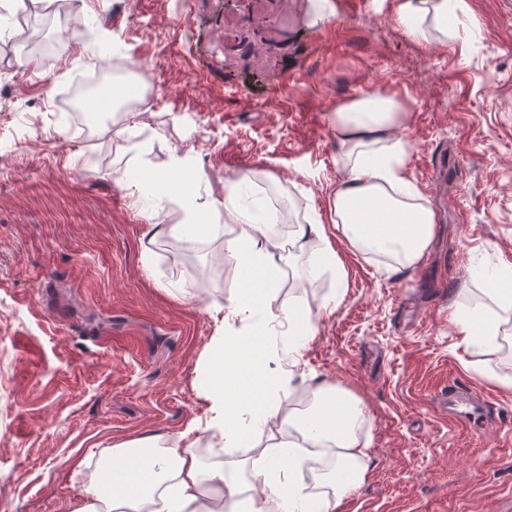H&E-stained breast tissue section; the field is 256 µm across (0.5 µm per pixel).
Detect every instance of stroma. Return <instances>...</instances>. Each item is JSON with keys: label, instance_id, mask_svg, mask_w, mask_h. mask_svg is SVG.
<instances>
[{"label": "stroma", "instance_id": "obj_1", "mask_svg": "<svg viewBox=\"0 0 512 512\" xmlns=\"http://www.w3.org/2000/svg\"><path fill=\"white\" fill-rule=\"evenodd\" d=\"M27 3L50 51L0 30V502L70 512L78 459L149 434L186 447L207 411L198 368L237 283L225 178L266 172L326 213L345 175L328 116L381 87L408 105L407 175L435 213L431 246L392 274L328 227L345 279L328 269L306 282L317 240L286 267L277 303L313 313L316 332L297 349L269 322L270 365L293 370L290 414L321 383L365 406L367 478L336 512H512V388L500 382L512 347L475 353L448 319L483 298L482 267L512 269V0H464L447 43L427 45L400 26V0H331L325 18L308 0H0V11ZM128 68L151 72L135 91L146 110L125 135L88 141L73 92ZM144 139L141 159L130 144ZM174 153L206 174L221 227L183 246L150 239L131 205L141 185L122 181L166 176ZM452 386L488 400L481 429L441 409Z\"/></svg>", "mask_w": 512, "mask_h": 512}]
</instances>
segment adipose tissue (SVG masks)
<instances>
[{
	"instance_id": "ef3b65f1",
	"label": "adipose tissue",
	"mask_w": 512,
	"mask_h": 512,
	"mask_svg": "<svg viewBox=\"0 0 512 512\" xmlns=\"http://www.w3.org/2000/svg\"><path fill=\"white\" fill-rule=\"evenodd\" d=\"M462 0H401L397 19L420 44L447 42L448 15L460 10ZM407 114L401 98L375 88L337 105L331 121L342 149L344 177L337 182L327 214L298 210L292 199L278 204L271 197L249 203L245 188L262 177L247 172L224 181V221L237 234L225 242L239 271L238 289L225 307L224 328L214 339L222 350L219 360H207L200 369L202 395L209 414L195 426L215 446L239 444L248 433L275 423L279 408L272 394H288L289 380L270 369L262 345L263 330L239 329L236 318L244 311L277 309L289 335L315 332L311 319L298 306L276 308L285 251L306 252L311 240L323 243L308 274L344 267L326 232L334 224L351 249L388 257L394 270L415 268L434 237L435 214L407 177L410 143L401 136ZM207 203L189 198L181 205L175 224H159L156 234L192 240L209 232L202 216ZM294 216L286 240L272 238L268 228ZM490 302L477 303L451 318L466 340L480 348L498 347L506 324L512 322V271L487 270ZM313 406L289 419L302 446L328 449L334 465L327 473L304 480L295 450L278 441L263 451L264 463L253 468L248 496L223 463L204 464L196 448H170L161 436L148 435L105 449L112 463V479L104 481L102 466L81 464L83 480L70 512H335L343 498L364 483L367 447L355 433L365 417L360 400L330 385L312 392Z\"/></svg>"
}]
</instances>
